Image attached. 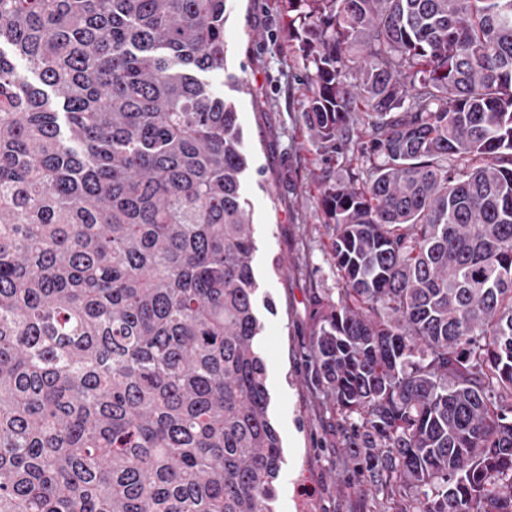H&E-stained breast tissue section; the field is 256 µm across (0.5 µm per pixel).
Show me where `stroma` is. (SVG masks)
Returning a JSON list of instances; mask_svg holds the SVG:
<instances>
[{
	"label": "stroma",
	"instance_id": "stroma-1",
	"mask_svg": "<svg viewBox=\"0 0 512 512\" xmlns=\"http://www.w3.org/2000/svg\"><path fill=\"white\" fill-rule=\"evenodd\" d=\"M227 67L244 86L232 98L246 150L263 181L249 183L258 250L254 268L274 299L264 314L270 415L287 462L274 512H393L375 493L351 449L352 436L307 357L317 325L314 299L340 286L330 255L323 179L358 167L356 153L326 160L312 143L303 111L307 77L290 45L281 0H228Z\"/></svg>",
	"mask_w": 512,
	"mask_h": 512
}]
</instances>
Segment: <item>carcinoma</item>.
Masks as SVG:
<instances>
[{"mask_svg": "<svg viewBox=\"0 0 512 512\" xmlns=\"http://www.w3.org/2000/svg\"><path fill=\"white\" fill-rule=\"evenodd\" d=\"M227 2L0 0V512H273ZM283 2L316 375L397 512H512V0Z\"/></svg>", "mask_w": 512, "mask_h": 512, "instance_id": "1", "label": "carcinoma"}]
</instances>
